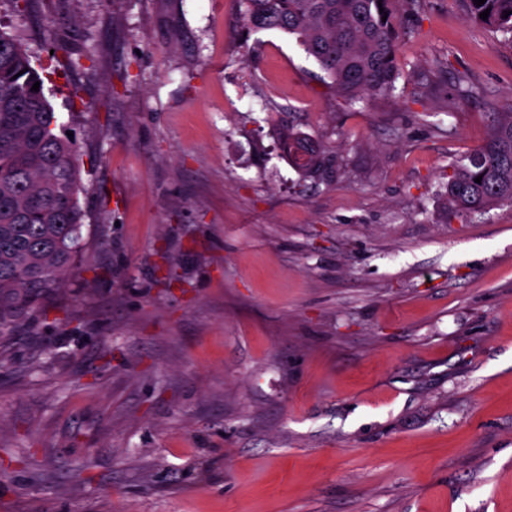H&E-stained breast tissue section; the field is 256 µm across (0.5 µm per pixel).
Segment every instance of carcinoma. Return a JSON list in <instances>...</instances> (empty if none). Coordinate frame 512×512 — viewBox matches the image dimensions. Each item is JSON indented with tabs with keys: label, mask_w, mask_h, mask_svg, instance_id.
Segmentation results:
<instances>
[{
	"label": "carcinoma",
	"mask_w": 512,
	"mask_h": 512,
	"mask_svg": "<svg viewBox=\"0 0 512 512\" xmlns=\"http://www.w3.org/2000/svg\"><path fill=\"white\" fill-rule=\"evenodd\" d=\"M392 0H243L256 29L297 35L350 101L384 96L399 76ZM490 10L487 19L479 14ZM471 16L512 36V0H468ZM511 15H505V12ZM31 56L0 31V343L22 319L44 309L66 287L83 246L86 210L74 144L57 134L58 117ZM288 152L302 171L317 175L324 157L288 132ZM481 182H475L477 177ZM448 207L482 213L512 204V113L496 120L486 144L453 166Z\"/></svg>",
	"instance_id": "cac0c4a2"
}]
</instances>
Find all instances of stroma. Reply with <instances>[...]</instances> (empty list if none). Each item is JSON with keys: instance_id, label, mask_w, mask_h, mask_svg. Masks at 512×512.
<instances>
[{"instance_id": "obj_1", "label": "stroma", "mask_w": 512, "mask_h": 512, "mask_svg": "<svg viewBox=\"0 0 512 512\" xmlns=\"http://www.w3.org/2000/svg\"><path fill=\"white\" fill-rule=\"evenodd\" d=\"M240 0H0L76 144L83 255L0 346V512H512V205L452 165L512 39L396 0L350 102ZM293 127L322 174L276 160Z\"/></svg>"}]
</instances>
